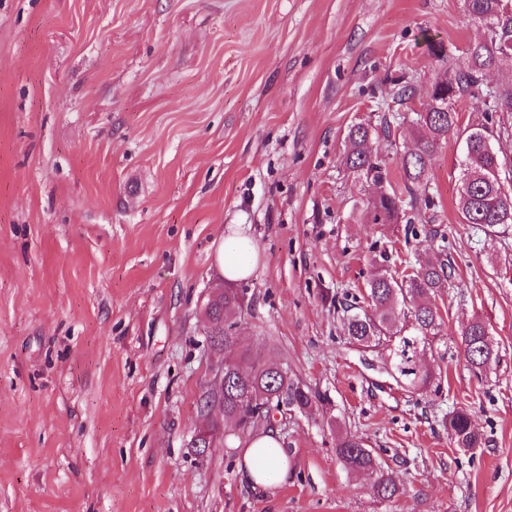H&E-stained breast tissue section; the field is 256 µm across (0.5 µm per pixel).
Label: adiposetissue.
Instances as JSON below:
<instances>
[{"label": "adipose tissue", "mask_w": 512, "mask_h": 512, "mask_svg": "<svg viewBox=\"0 0 512 512\" xmlns=\"http://www.w3.org/2000/svg\"><path fill=\"white\" fill-rule=\"evenodd\" d=\"M215 260L225 280H241L252 273L257 263V246L250 236L240 231L233 240H223L216 245ZM233 444L243 451L238 464L243 483L254 488H266L286 477L288 456L273 430H262L242 439H234Z\"/></svg>", "instance_id": "ef3b65f1"}]
</instances>
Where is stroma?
<instances>
[{
  "label": "stroma",
  "mask_w": 512,
  "mask_h": 512,
  "mask_svg": "<svg viewBox=\"0 0 512 512\" xmlns=\"http://www.w3.org/2000/svg\"><path fill=\"white\" fill-rule=\"evenodd\" d=\"M485 37L464 0H0V512H512V227L464 223L457 135L412 233L362 221L376 188L342 164L367 123L397 181L415 133L380 132V103L403 76L401 112L424 110ZM234 224L260 252L236 334L318 394L275 419L288 476L256 490L234 426L190 446ZM440 245L461 285L434 299L442 326L414 353L433 377L414 387L395 342H349L341 303ZM475 316L499 356L479 377L460 337ZM461 408L482 447L445 427ZM346 435L402 494L374 496L336 454Z\"/></svg>",
  "instance_id": "35a3bbf8"
}]
</instances>
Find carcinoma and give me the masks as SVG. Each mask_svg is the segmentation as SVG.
<instances>
[{"label":"carcinoma","instance_id":"1","mask_svg":"<svg viewBox=\"0 0 512 512\" xmlns=\"http://www.w3.org/2000/svg\"><path fill=\"white\" fill-rule=\"evenodd\" d=\"M465 6L469 18L485 27L487 39L468 47L467 66L449 67L437 74L426 89L428 106L424 111L410 117L395 111L391 119L384 120L387 132L391 126L398 127L408 120L425 135L400 157L402 187L393 186L368 200L363 219L369 224H410L412 218L407 216V210L419 205L431 208V159L439 142L455 132L462 142L459 206L464 222L476 224L486 233L512 226V157L495 147L496 141L512 137V81L493 91L482 81L484 71L496 63L500 53L512 48V0H465ZM465 97L480 101L486 123L459 126L455 105ZM374 133L375 128L369 124L352 125L346 134L347 150L342 162L350 172L377 184L388 180V170L367 149ZM453 287L454 269L440 252L425 259L416 273H382L368 284L370 309L346 307L350 312L346 335L353 344L366 348L397 339L395 356L400 374L414 387L425 385L432 373L411 367L407 352L416 341L437 335L441 317L431 298ZM241 309L237 288L224 289V301L208 309L210 343L224 347V399L219 402L213 393L206 394L203 411L217 405L224 423L247 433L271 424L270 408L302 411L312 405L316 393L293 380L288 372L253 360L248 350L240 346L233 317ZM407 324L416 335H401ZM460 336L468 368L476 376L484 374L497 358L485 322L471 320ZM448 428L459 448L482 444V437L473 429L470 414L464 409L452 413ZM336 453L355 471H376L372 451L354 435L342 437ZM372 490L377 498L387 501L402 493L393 477L384 472L377 475Z\"/></svg>","mask_w":512,"mask_h":512}]
</instances>
